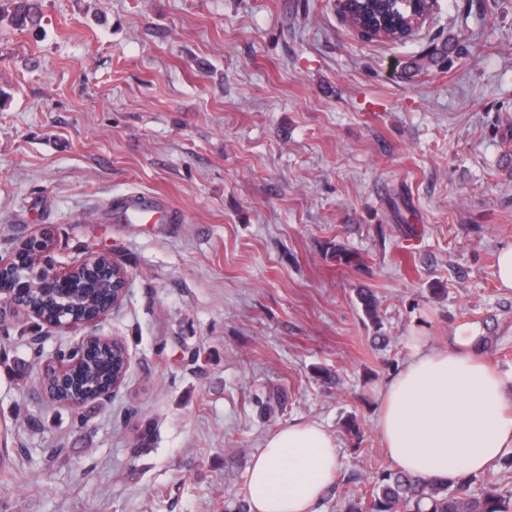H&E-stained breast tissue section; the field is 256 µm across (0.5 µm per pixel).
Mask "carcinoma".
Masks as SVG:
<instances>
[{
	"label": "carcinoma",
	"instance_id": "1",
	"mask_svg": "<svg viewBox=\"0 0 512 512\" xmlns=\"http://www.w3.org/2000/svg\"><path fill=\"white\" fill-rule=\"evenodd\" d=\"M40 17L41 0H0V24L22 29L37 25ZM115 293L117 288L112 286V279L97 270L80 267L64 295L46 299L33 294L32 311L49 321L67 303L78 317L93 315ZM357 298L363 314L373 322L378 321L379 305L375 296L360 290ZM120 374H126L122 346L91 341L71 370L67 385L51 387L48 394L54 401L65 404L77 395L105 387ZM475 480L476 476L472 475L459 482L444 483L400 470L376 471L367 478L368 498L353 499L346 512H512V493L501 490L495 475H488L478 492L472 490Z\"/></svg>",
	"mask_w": 512,
	"mask_h": 512
}]
</instances>
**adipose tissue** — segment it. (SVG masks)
<instances>
[{
	"instance_id": "ef3b65f1",
	"label": "adipose tissue",
	"mask_w": 512,
	"mask_h": 512,
	"mask_svg": "<svg viewBox=\"0 0 512 512\" xmlns=\"http://www.w3.org/2000/svg\"><path fill=\"white\" fill-rule=\"evenodd\" d=\"M476 340L460 332L436 348L414 337L405 365L381 388L378 430L400 470L454 482L512 448V374L477 357ZM340 465L322 425L280 426L248 469L250 512H314Z\"/></svg>"
}]
</instances>
